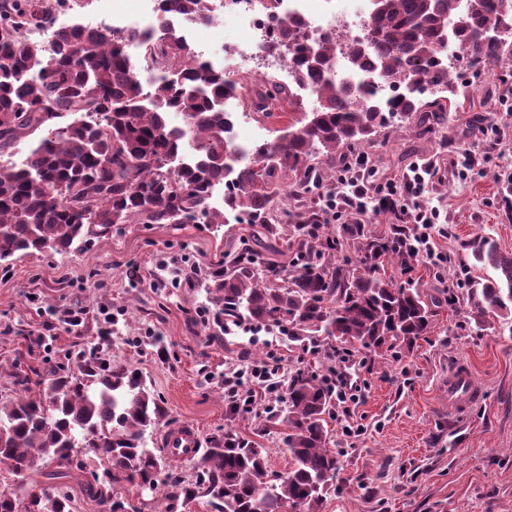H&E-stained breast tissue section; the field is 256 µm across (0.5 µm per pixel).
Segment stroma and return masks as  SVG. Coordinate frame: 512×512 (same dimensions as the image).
<instances>
[{"mask_svg": "<svg viewBox=\"0 0 512 512\" xmlns=\"http://www.w3.org/2000/svg\"><path fill=\"white\" fill-rule=\"evenodd\" d=\"M188 41L211 44L224 70L234 47L248 37L232 19L186 29ZM243 90L226 108L242 112L243 139L270 141L298 120L287 103L271 117L254 111L255 80L239 76ZM512 92V76L490 67L464 84L446 121L419 134L404 123L379 130L363 145L361 172L368 182L400 178L410 164H432L419 198L438 208L444 234L436 246L443 263H417L410 272L383 263L382 277L419 289L432 303L426 338L401 359L389 352L356 351L353 375L362 397L350 413L330 421L332 447L342 449L338 490L321 512H512V325L474 319L460 272L473 260L467 244L491 237L512 253V116L494 111ZM497 122L500 146L488 148L480 125ZM471 150L477 165L458 163ZM249 225L230 221L220 231L207 224H123L67 252L15 255L0 263V398L10 399L52 372L69 368L78 353L100 347L116 368H137L162 397L163 429L188 422L203 440L224 431L258 442L270 471L285 472L291 458L287 427L261 411L234 410L224 400V366L241 359L283 357L280 378L296 364L282 337L217 334L206 324L215 306L204 289L216 264L242 246ZM82 312L66 324L67 310ZM115 313L105 324V312ZM469 362L483 402L466 419L448 408L449 366Z\"/></svg>", "mask_w": 512, "mask_h": 512, "instance_id": "stroma-1", "label": "stroma"}]
</instances>
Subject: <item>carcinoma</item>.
Segmentation results:
<instances>
[{
	"label": "carcinoma",
	"instance_id": "carcinoma-1",
	"mask_svg": "<svg viewBox=\"0 0 512 512\" xmlns=\"http://www.w3.org/2000/svg\"><path fill=\"white\" fill-rule=\"evenodd\" d=\"M367 37L348 47L350 65L372 60L376 75L403 88L395 101L330 72L339 44L314 41L296 25L278 27L269 53L291 59L288 83L261 80L255 111L272 116L282 101L300 108L292 86L315 87L316 106L275 140L256 146L251 160L229 138L224 104L243 86L224 70L197 69L172 14L205 23L211 0H162L156 33L142 53L163 72L151 91L142 86L118 29L81 25L64 32L50 50L21 36L30 25L52 20L47 0H0V149L31 144L20 166H0V261L15 254L51 249L67 252L104 236L117 224H225V211L257 224L267 246L283 236L292 266L254 250L211 272L206 288L216 305L215 324L230 332L243 324L276 330L288 346L319 348L335 338L377 352L411 348L430 330L431 309L416 288L396 286L377 271L387 257L403 269L417 261L405 226L378 238L364 224H321L314 210L294 224H274L270 214L280 193L278 173L298 176L294 194L316 182L308 162L318 148L326 156L351 152L381 128L416 118L419 133L444 120L446 103L460 79L439 56L444 38L470 48L464 57L512 67V48L479 41L490 25L512 29V0H372ZM319 44V55L310 44ZM437 90L443 96L425 101ZM181 115L173 127L169 115ZM235 175L224 194V210L209 206L214 182ZM473 259L496 276H470L468 299L475 318L512 317V253L478 236L468 243ZM79 374L51 375L34 395L0 402V468L27 479L52 465L48 482L26 496L0 491V512H72L67 479L93 461L102 474L86 483L106 512L120 500L116 488L139 489L160 512H176L179 501L202 494L217 512H319L339 471L329 447L328 418L334 394L324 381L298 368L282 398L284 445L291 466L269 478L265 449L230 430L197 458L191 483L166 473L168 457L143 443L147 430L165 417L161 399L135 369L112 368L99 350L78 364Z\"/></svg>",
	"mask_w": 512,
	"mask_h": 512
}]
</instances>
